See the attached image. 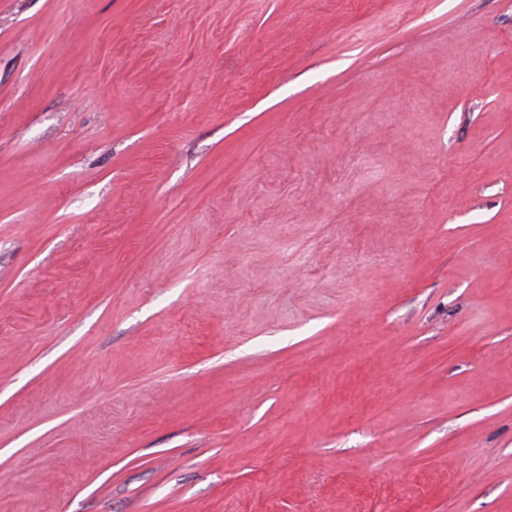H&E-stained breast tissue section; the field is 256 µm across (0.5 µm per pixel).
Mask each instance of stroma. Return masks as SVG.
I'll return each mask as SVG.
<instances>
[{"label":"stroma","instance_id":"1","mask_svg":"<svg viewBox=\"0 0 512 512\" xmlns=\"http://www.w3.org/2000/svg\"><path fill=\"white\" fill-rule=\"evenodd\" d=\"M0 512H512V0H0Z\"/></svg>","mask_w":512,"mask_h":512}]
</instances>
